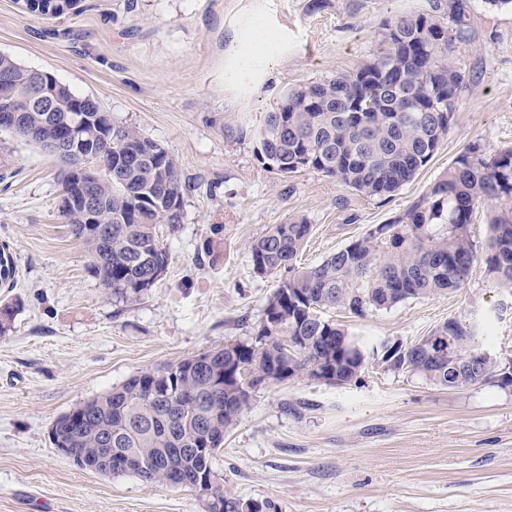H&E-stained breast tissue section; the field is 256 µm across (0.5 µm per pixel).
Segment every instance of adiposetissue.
<instances>
[{"instance_id":"1","label":"adipose tissue","mask_w":512,"mask_h":512,"mask_svg":"<svg viewBox=\"0 0 512 512\" xmlns=\"http://www.w3.org/2000/svg\"><path fill=\"white\" fill-rule=\"evenodd\" d=\"M271 41L269 31L253 24L235 33L224 64V84L231 88L246 86V77L268 68L272 56L266 46Z\"/></svg>"}]
</instances>
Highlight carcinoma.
I'll list each match as a JSON object with an SVG mask.
<instances>
[{"mask_svg": "<svg viewBox=\"0 0 512 512\" xmlns=\"http://www.w3.org/2000/svg\"><path fill=\"white\" fill-rule=\"evenodd\" d=\"M469 12V0H432L426 13L385 21L384 48L373 60L352 73L285 91L262 124L246 131L256 156L283 175L310 171L381 203L392 200L448 136L452 109L470 81L450 62L469 36ZM37 80L47 108L31 101ZM1 96L25 109L5 132L42 150L53 135L51 124L82 116L77 107H98L5 52ZM95 149L103 165L94 187L101 223H82L77 210L61 216L86 246L101 287L131 304L168 268L157 227L166 225L171 235L179 231L186 179L164 148L114 120ZM483 205L490 227L485 272L512 293V146L490 153L474 143L408 208L317 265L298 262L311 231L307 218L273 225L251 243L250 261L255 274L280 273L283 279L250 339L143 369L76 404L53 425L52 444L85 455L84 468L103 475L131 474L148 484L193 490L205 484L206 512H268L267 501L225 493L214 470L225 433L254 395L236 386L231 367L268 376L274 385L331 371L332 384L343 386L358 380L381 347L387 369L436 386L468 387L493 377L512 385V369L493 368L486 352L471 347L477 336L490 339V321L480 315L451 318L406 345L387 340L371 346L320 316L337 309L364 318L461 287L474 270L470 226ZM439 336L448 341L445 357L430 347ZM127 456L139 466H116Z\"/></svg>", "mask_w": 512, "mask_h": 512, "instance_id": "carcinoma-1", "label": "carcinoma"}]
</instances>
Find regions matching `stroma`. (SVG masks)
Returning a JSON list of instances; mask_svg holds the SVG:
<instances>
[{
  "instance_id": "35a3bbf8",
  "label": "stroma",
  "mask_w": 512,
  "mask_h": 512,
  "mask_svg": "<svg viewBox=\"0 0 512 512\" xmlns=\"http://www.w3.org/2000/svg\"><path fill=\"white\" fill-rule=\"evenodd\" d=\"M80 0L59 19L0 0V51L95 99L175 157L190 189L177 234L160 232L166 273L133 304L89 270L59 213V162L0 135L15 175L0 182V246L15 266L0 284L13 308L0 336V512H205L190 488L104 476L54 448L50 430L75 404L146 368L249 339L275 275L258 276L249 246L295 216L312 225L307 265L408 207L470 144L512 145V9L471 0L472 38L453 61L470 74L446 140L381 203L312 172L280 176L227 127L260 125L285 90L356 70L381 49L383 19L431 0ZM261 22L280 40L257 90L224 84L234 30ZM508 296L476 265L453 291L359 320L331 311L367 341L413 342L451 318L493 316L490 350L512 359ZM215 470L226 493L275 512H512V387L460 389L368 366L356 383L309 378L259 389L224 437Z\"/></svg>"
}]
</instances>
